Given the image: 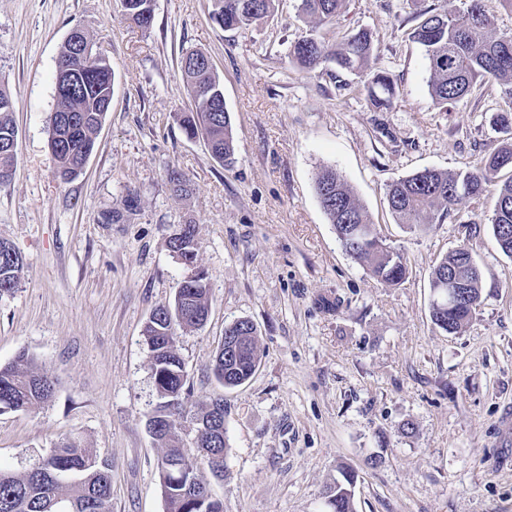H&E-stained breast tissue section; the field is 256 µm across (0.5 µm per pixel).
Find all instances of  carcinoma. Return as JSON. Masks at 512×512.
I'll use <instances>...</instances> for the list:
<instances>
[{
    "label": "carcinoma",
    "instance_id": "1",
    "mask_svg": "<svg viewBox=\"0 0 512 512\" xmlns=\"http://www.w3.org/2000/svg\"><path fill=\"white\" fill-rule=\"evenodd\" d=\"M210 18L225 30L247 29L270 17L276 0H210ZM483 0H464V7L448 11L432 8L418 14L419 22L410 32L423 51L430 72L429 88L435 103L443 109L466 96L474 86L494 83L512 100V37L490 35V20ZM345 0H301L300 9L313 24L329 23L341 13ZM153 0H125L127 18L142 25L140 15L152 10ZM199 50L185 52L180 61L191 109L181 115L180 125L189 139L203 138L211 155L222 165L235 163L231 116L218 107L223 89L214 69L194 65ZM372 34L360 30L345 40L327 44L316 37L295 42L288 53L290 62L312 71L333 62L346 71L370 68ZM70 77L77 82L72 92L57 99L50 118L49 147L56 159V176L63 181L77 177V169L92 154L97 133L112 103V67L88 59L78 45L65 40L55 79ZM371 101L389 109L395 94L390 78L376 72L369 88ZM13 101L9 87L0 83V185L13 172L17 150L11 120ZM494 124L508 138L486 154L476 167L448 173L423 169L390 184L388 207L403 224L425 229L441 222L451 210L467 199L492 191L495 195L491 218L493 235L503 254L512 257V177L499 181L504 168H512V113L501 112ZM315 192L329 222L333 224L342 249L363 264L380 282L398 285L406 276L399 253L383 243L368 211L356 198L343 177L333 168L321 169L315 177ZM24 272L22 255L0 240V297L14 292ZM456 273L468 283L467 294L450 306H440L431 297V321L437 328L457 333L476 315L482 303L480 271L465 245L439 260L430 274V289L448 282ZM209 287L204 273L188 277L175 295L173 307L160 306L144 328L152 352V371L160 402L152 411L159 426L156 438L165 445L159 463L161 486L167 512H224L223 503L213 498L198 478V463L205 462L212 473L224 475L228 450L224 429V400L201 405L195 413L196 454L183 448L176 420L189 403L184 389V363L175 349V326L196 327L208 313ZM260 363L257 329L247 320L224 328V346L218 351L213 374L226 388L244 384ZM55 382L42 373L26 354L8 366H0V412L32 410L51 401ZM111 467L96 450L66 440L37 467L13 473L0 469V512H110ZM351 470L343 481L324 496V512H356Z\"/></svg>",
    "mask_w": 512,
    "mask_h": 512
}]
</instances>
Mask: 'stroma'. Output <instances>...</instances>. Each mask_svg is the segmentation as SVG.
<instances>
[{"mask_svg": "<svg viewBox=\"0 0 512 512\" xmlns=\"http://www.w3.org/2000/svg\"><path fill=\"white\" fill-rule=\"evenodd\" d=\"M299 4L278 0L261 23L224 30L209 0H154L144 29L119 0H0V80L17 133L15 172L0 185V239L25 263L17 290L0 298V366L25 353L58 382L48 404L0 413V468L26 472L75 439L111 463L112 512H166L143 330L201 271L209 316L177 328L176 351L190 402L224 400V475L198 468L224 512H322L344 468L358 473L357 512H512V447L499 428L512 409V258L493 236V199L464 201L419 231L397 221L385 196L425 168L475 167L502 140L493 119L512 104L494 84L445 110L431 98L409 33L418 12L461 0H347L316 30L329 43L372 33L371 70L396 86L384 112L368 97L371 71L289 63V47L311 30ZM76 27L109 60L114 86L84 171L63 182L49 126L57 60ZM188 49L213 60L233 167L180 126ZM323 167L344 177L402 255L401 284L380 283L344 252L314 190ZM172 169L189 179V195L173 194ZM116 211L122 220L109 221ZM189 219L197 248L187 265L168 242ZM463 244L482 272V303L450 334L430 318V272ZM242 318L257 329L261 362L227 389L212 364L225 326Z\"/></svg>", "mask_w": 512, "mask_h": 512, "instance_id": "stroma-1", "label": "stroma"}]
</instances>
